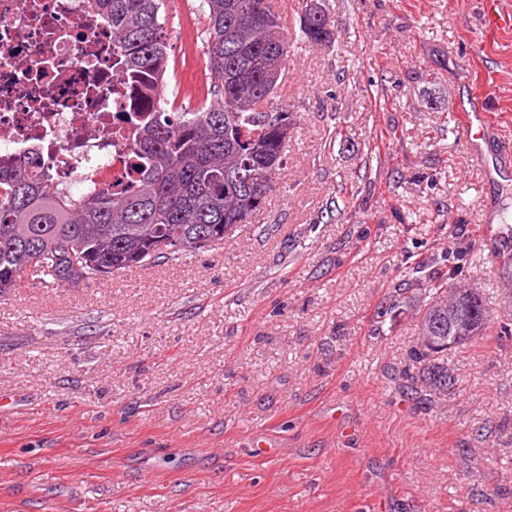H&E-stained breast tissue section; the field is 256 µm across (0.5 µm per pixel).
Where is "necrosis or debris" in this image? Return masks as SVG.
<instances>
[{
	"instance_id": "obj_1",
	"label": "necrosis or debris",
	"mask_w": 512,
	"mask_h": 512,
	"mask_svg": "<svg viewBox=\"0 0 512 512\" xmlns=\"http://www.w3.org/2000/svg\"><path fill=\"white\" fill-rule=\"evenodd\" d=\"M139 90L92 0H0V169L31 162L60 189L130 184Z\"/></svg>"
}]
</instances>
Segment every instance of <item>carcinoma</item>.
<instances>
[{"mask_svg": "<svg viewBox=\"0 0 512 512\" xmlns=\"http://www.w3.org/2000/svg\"><path fill=\"white\" fill-rule=\"evenodd\" d=\"M112 48L124 73L157 99L134 122L136 186L129 192H64L52 175L0 171V297L37 277L76 287L132 267L160 265L224 242V229L251 224L257 199L275 189L294 135L277 90L292 50L332 33L316 25L284 32L272 0H200L196 37L209 87L194 108L162 96L169 70L164 0H102ZM419 330L430 337L411 352L402 390L435 406L455 378L444 355L483 335V293L458 288L450 273L428 277Z\"/></svg>", "mask_w": 512, "mask_h": 512, "instance_id": "1", "label": "carcinoma"}]
</instances>
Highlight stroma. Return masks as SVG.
<instances>
[{"label": "stroma", "mask_w": 512, "mask_h": 512, "mask_svg": "<svg viewBox=\"0 0 512 512\" xmlns=\"http://www.w3.org/2000/svg\"><path fill=\"white\" fill-rule=\"evenodd\" d=\"M254 223L169 264L0 298V512H512V27L484 0H324ZM185 96L198 73L168 34ZM483 97L495 134L459 115ZM451 269L482 338L399 389L411 295ZM486 8L484 9L482 16V27L486 31H494L499 29L501 26L510 25L512 22V16L509 14L504 15L499 9L498 0H486Z\"/></svg>", "instance_id": "stroma-1"}]
</instances>
